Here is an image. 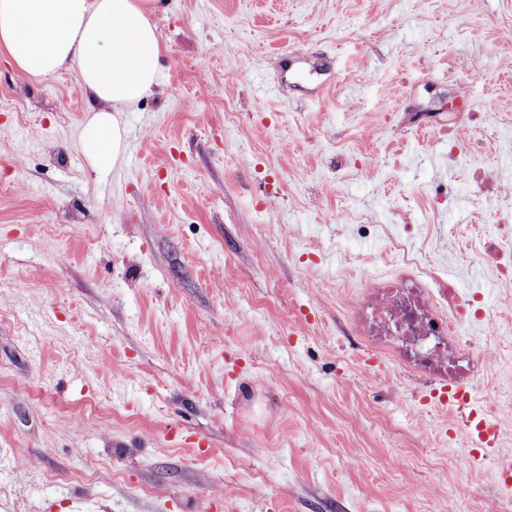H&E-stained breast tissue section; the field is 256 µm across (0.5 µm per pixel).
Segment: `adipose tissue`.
<instances>
[{"mask_svg":"<svg viewBox=\"0 0 512 512\" xmlns=\"http://www.w3.org/2000/svg\"><path fill=\"white\" fill-rule=\"evenodd\" d=\"M156 0H0V47L37 76L75 71L94 104L81 131L96 170L115 166L126 149L122 114L159 85Z\"/></svg>","mask_w":512,"mask_h":512,"instance_id":"ef3b65f1","label":"adipose tissue"}]
</instances>
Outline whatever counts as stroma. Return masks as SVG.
<instances>
[{
	"label": "stroma",
	"mask_w": 512,
	"mask_h": 512,
	"mask_svg": "<svg viewBox=\"0 0 512 512\" xmlns=\"http://www.w3.org/2000/svg\"><path fill=\"white\" fill-rule=\"evenodd\" d=\"M152 21L161 82L106 173L75 71L0 48V512H497L512 282L476 246L512 224V0H159ZM407 224L489 311L465 334L496 451L342 333Z\"/></svg>",
	"instance_id": "obj_1"
}]
</instances>
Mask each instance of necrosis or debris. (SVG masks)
I'll return each mask as SVG.
<instances>
[{"instance_id":"obj_1","label":"necrosis or debris","mask_w":512,"mask_h":512,"mask_svg":"<svg viewBox=\"0 0 512 512\" xmlns=\"http://www.w3.org/2000/svg\"><path fill=\"white\" fill-rule=\"evenodd\" d=\"M481 262L512 281V225L500 224L479 249ZM475 296L441 271L402 253L396 273L368 278L349 315L348 334L364 349L392 356L397 369L450 387H475L486 370L467 326L482 318Z\"/></svg>"}]
</instances>
